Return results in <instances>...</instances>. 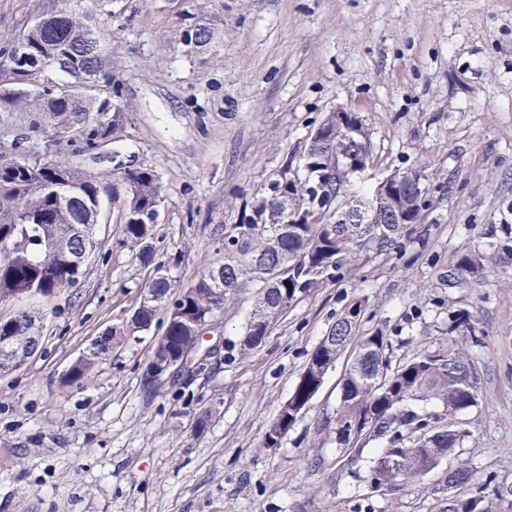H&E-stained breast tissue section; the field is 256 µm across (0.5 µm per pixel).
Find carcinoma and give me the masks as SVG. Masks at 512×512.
Wrapping results in <instances>:
<instances>
[{"instance_id": "cac0c4a2", "label": "carcinoma", "mask_w": 512, "mask_h": 512, "mask_svg": "<svg viewBox=\"0 0 512 512\" xmlns=\"http://www.w3.org/2000/svg\"><path fill=\"white\" fill-rule=\"evenodd\" d=\"M103 44L105 36L90 24L87 13L62 7L35 22L23 37L26 51L11 48L9 65L0 70V107L16 106L30 99L32 111L50 112L78 138L83 149L100 140L120 141L127 127L129 109L112 104V91L104 82L103 50L91 51L86 37ZM54 70L68 80L45 83L41 77ZM30 89L23 90L21 86ZM318 129L324 136L311 143L310 162L304 179L283 169L245 202L241 222L224 225V257L205 269L188 287L176 290L168 276L156 272L147 286L152 301L139 303L110 336L125 340L145 331L159 313L178 309L167 319L165 336L173 350L182 349L196 324L213 315L221 317L230 302L252 291V308L239 344L227 354L244 357L262 345L274 323L288 307L331 277L355 251L382 250L397 243L408 231L405 224L388 223V212L397 206L415 207L417 194L400 193L393 203H382L374 224H296L288 221L281 199L292 198L301 210L329 211L346 193L347 184L325 178L346 141L336 136V118L328 116ZM122 197L131 214L151 212L160 206L162 191L156 172L147 166L132 173L117 172L105 178L81 170L57 156L32 155L17 148L0 153V302L49 295L74 288L81 277L68 264L72 252L82 248L73 236V225L93 224L103 197ZM50 225V246L36 247L26 241L40 225ZM153 223L134 219L124 224L126 242L135 246L150 233ZM222 268V291L210 283L211 271ZM479 256L462 253L448 265V287L475 282L481 275ZM361 306H352L334 323L333 341L325 350L315 349L288 398V406H306L319 391L328 368L354 341ZM41 329L40 321L27 311L0 320V345L18 346L29 329ZM108 352L89 350L71 368L70 382L78 383ZM436 400L440 412L421 415L404 408L409 400ZM478 403L476 371L467 354L420 353L391 367L389 343L380 329L360 336L356 352L344 375L336 419V442L362 453L371 439L384 442L374 460L373 480L391 488L415 482L427 468L455 453L466 430L455 416ZM399 459L402 466L389 467ZM448 485L457 496L448 512H492L477 473L460 468L448 473Z\"/></svg>"}]
</instances>
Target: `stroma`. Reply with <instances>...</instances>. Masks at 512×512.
<instances>
[{
    "label": "stroma",
    "instance_id": "1",
    "mask_svg": "<svg viewBox=\"0 0 512 512\" xmlns=\"http://www.w3.org/2000/svg\"><path fill=\"white\" fill-rule=\"evenodd\" d=\"M91 11L105 32L112 98L128 107L121 153L151 166L163 203L141 262L111 204L81 284L24 300L44 343L0 374V512H447L448 473L470 467L492 512H512V0H0V52L53 8ZM207 28L208 44L185 45ZM357 114L374 164L347 195L395 169L423 176L422 223L362 253L293 304L261 347L197 375L141 388L156 321L114 346L81 383L64 372L137 306L163 270L190 285L223 255L225 225L278 171L298 168L325 117ZM52 150L107 175L59 119L0 112V152ZM483 259L451 288L455 255ZM395 359L467 349L478 404L468 435L420 481L372 488L381 446L347 468L335 429L344 352L275 447L265 435L329 328L354 304ZM468 314L482 342L448 329Z\"/></svg>",
    "mask_w": 512,
    "mask_h": 512
}]
</instances>
